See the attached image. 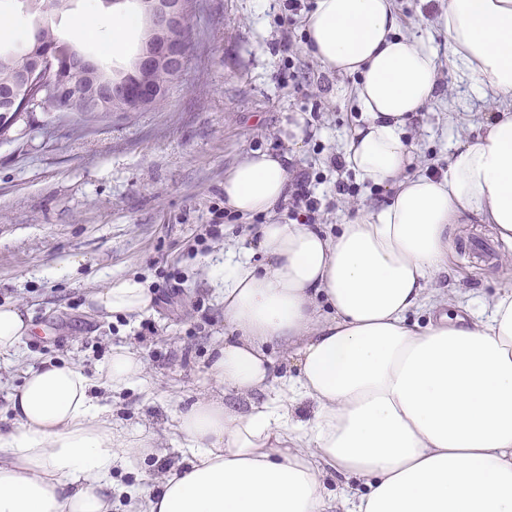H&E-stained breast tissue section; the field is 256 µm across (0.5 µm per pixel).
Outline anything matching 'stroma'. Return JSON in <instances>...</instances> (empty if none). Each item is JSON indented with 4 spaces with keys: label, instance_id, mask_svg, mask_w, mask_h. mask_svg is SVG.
<instances>
[{
    "label": "stroma",
    "instance_id": "35a3bbf8",
    "mask_svg": "<svg viewBox=\"0 0 512 512\" xmlns=\"http://www.w3.org/2000/svg\"><path fill=\"white\" fill-rule=\"evenodd\" d=\"M444 6V0H396L404 33L432 39L439 55V94L406 129L416 173L447 166L459 143L484 134L492 112L512 108V97L480 95L451 65L447 38L434 25ZM282 10V0H204L188 66L163 107L112 113L89 132L38 112L0 141V303L23 306L34 327L18 354L0 356V432L15 423L9 397L29 369L52 360L80 364L91 374L113 347L130 346L145 361V382L103 394L101 402L114 421L148 428L157 440L152 454L113 472L116 490L154 489L167 468L182 462L175 417L210 390L211 354L229 333L215 270L224 263L225 243L253 236L267 221L263 214L240 215L224 224L223 239L201 241L228 170L247 154L282 144L284 127L299 113L309 136L284 152L318 180V231L335 232L356 204L387 194L332 169L331 156L360 120L351 94L355 80L326 71L298 40V80L322 102L321 111H312L283 81ZM126 11L101 0H72L52 25L60 38L118 71L128 67L143 33L133 28L123 51L112 52V19ZM76 23L85 27L79 40L71 34ZM38 24L21 0H0V48H21ZM340 179L356 183V196L337 194ZM452 229L456 251L444 277L450 300L488 301L512 286V244L498 243V263L481 267L468 248L491 239L488 226L463 214ZM167 267L179 273L178 296L155 298L133 318L92 309L90 295L106 281L135 276L153 291ZM145 322L156 335H142Z\"/></svg>",
    "mask_w": 512,
    "mask_h": 512
}]
</instances>
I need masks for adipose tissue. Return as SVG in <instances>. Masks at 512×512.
I'll use <instances>...</instances> for the list:
<instances>
[{
  "label": "adipose tissue",
  "instance_id": "1",
  "mask_svg": "<svg viewBox=\"0 0 512 512\" xmlns=\"http://www.w3.org/2000/svg\"><path fill=\"white\" fill-rule=\"evenodd\" d=\"M453 65L477 91L512 93V0H446L436 19ZM306 47L329 71L354 75L360 124L343 153L376 205L326 235L303 224L262 225L252 263L229 246L224 323L233 333L207 376L218 397L176 416L188 456L159 491L127 494V512H512V289L487 316L444 312L448 226L467 212L512 243V113L462 143L441 177L407 175L406 127L435 98L432 42L402 33L394 0H316ZM288 164L269 152L224 176V205L271 214ZM96 309L136 314L151 295L124 277L92 295ZM430 306L424 326L410 310ZM31 326L0 304V356ZM297 356V377L269 389V343ZM145 363L113 347L95 377L74 363L29 370L10 395L16 419L0 433V512H112V472L151 451L144 428L113 421L100 392L143 383ZM270 390L267 401L252 393ZM309 402L308 421L294 418ZM346 481L323 492L327 472Z\"/></svg>",
  "mask_w": 512,
  "mask_h": 512
}]
</instances>
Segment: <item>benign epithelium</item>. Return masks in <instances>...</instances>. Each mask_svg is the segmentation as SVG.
<instances>
[{
  "label": "benign epithelium",
  "mask_w": 512,
  "mask_h": 512,
  "mask_svg": "<svg viewBox=\"0 0 512 512\" xmlns=\"http://www.w3.org/2000/svg\"><path fill=\"white\" fill-rule=\"evenodd\" d=\"M144 17L140 48L129 64L138 75L134 83L123 74L100 75V65L92 57L62 41L41 45L35 31L34 48L16 56L13 84L16 85L8 111L21 112L35 107L44 94L73 95L91 112H144L159 95L151 75L166 68L178 81L188 62L187 45L173 38V32L185 27L191 14H201L202 0H137Z\"/></svg>",
  "instance_id": "1"
}]
</instances>
